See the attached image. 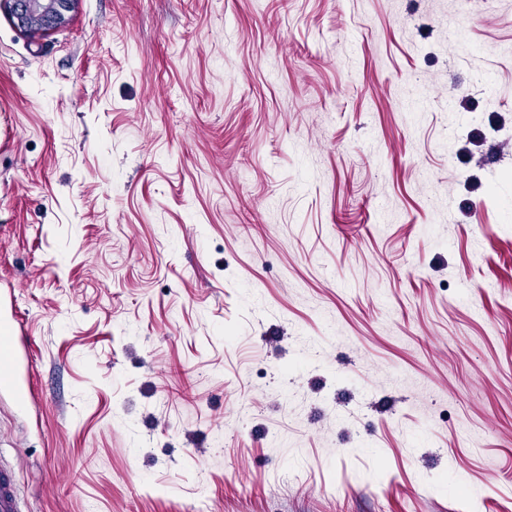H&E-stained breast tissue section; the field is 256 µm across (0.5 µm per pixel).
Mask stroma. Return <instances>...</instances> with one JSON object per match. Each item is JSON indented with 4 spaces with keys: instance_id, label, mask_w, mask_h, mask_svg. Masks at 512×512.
<instances>
[{
    "instance_id": "35a3bbf8",
    "label": "stroma",
    "mask_w": 512,
    "mask_h": 512,
    "mask_svg": "<svg viewBox=\"0 0 512 512\" xmlns=\"http://www.w3.org/2000/svg\"><path fill=\"white\" fill-rule=\"evenodd\" d=\"M512 0L0 12L24 512H512ZM79 0H1L6 13L21 31L47 34L68 22Z\"/></svg>"
}]
</instances>
